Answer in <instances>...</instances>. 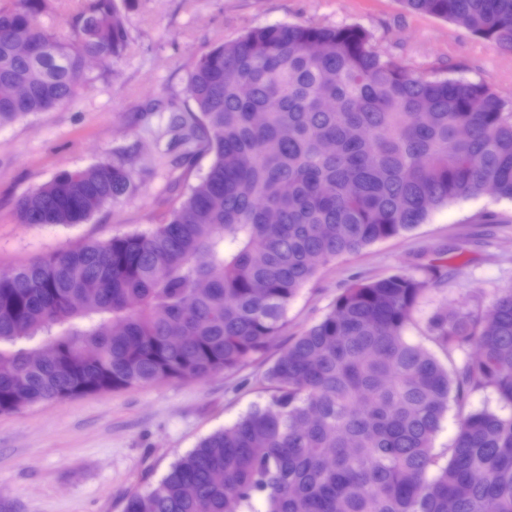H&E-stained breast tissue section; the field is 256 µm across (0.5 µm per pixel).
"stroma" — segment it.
Listing matches in <instances>:
<instances>
[{
	"mask_svg": "<svg viewBox=\"0 0 512 512\" xmlns=\"http://www.w3.org/2000/svg\"><path fill=\"white\" fill-rule=\"evenodd\" d=\"M127 31L111 65H90L78 94L57 108L0 127V272L78 243L164 223L211 158H177L166 133L190 113L186 93L201 56L272 24L357 25L398 63L423 74L481 82L512 105V52L403 0H120ZM125 165L129 191L88 222L19 223L17 201L57 173L101 161ZM446 265L447 278L433 277ZM404 271L428 280L408 336L440 362L432 316L464 302L489 308L512 286V201L485 194L441 207L399 236L322 266L288 306L269 349L232 373L198 382L161 381L0 413V512H124L169 466L232 425L274 389L267 372L290 340L321 320L357 279Z\"/></svg>",
	"mask_w": 512,
	"mask_h": 512,
	"instance_id": "stroma-1",
	"label": "stroma"
}]
</instances>
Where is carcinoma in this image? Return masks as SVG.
Listing matches in <instances>:
<instances>
[{"mask_svg":"<svg viewBox=\"0 0 512 512\" xmlns=\"http://www.w3.org/2000/svg\"><path fill=\"white\" fill-rule=\"evenodd\" d=\"M512 50V0H403ZM45 0L0 10V126L71 100L83 56L127 40L117 0H87L62 41ZM19 41L48 48L15 52ZM17 84L27 97L11 101ZM175 119L211 154L206 175L144 234L80 244L0 283V413L164 380H204L265 352L298 290L330 260L466 197L512 200V109L487 85L427 76L357 26L276 24L197 62ZM468 136L459 140L456 127ZM120 163L65 170L21 198V224H83L131 185ZM427 281L351 283L281 350L271 399L204 438L124 512H512V287L491 309L435 314L443 367L405 330ZM178 324L187 341L167 343ZM454 401L448 460L432 439Z\"/></svg>","mask_w":512,"mask_h":512,"instance_id":"carcinoma-1","label":"carcinoma"}]
</instances>
